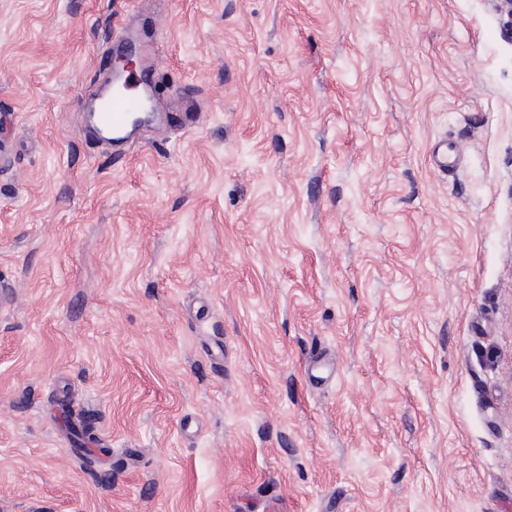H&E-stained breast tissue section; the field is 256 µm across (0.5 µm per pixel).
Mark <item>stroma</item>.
I'll return each mask as SVG.
<instances>
[{"instance_id":"1","label":"stroma","mask_w":512,"mask_h":512,"mask_svg":"<svg viewBox=\"0 0 512 512\" xmlns=\"http://www.w3.org/2000/svg\"><path fill=\"white\" fill-rule=\"evenodd\" d=\"M127 9L0 0V512H512L494 0H145L169 122L118 159Z\"/></svg>"}]
</instances>
